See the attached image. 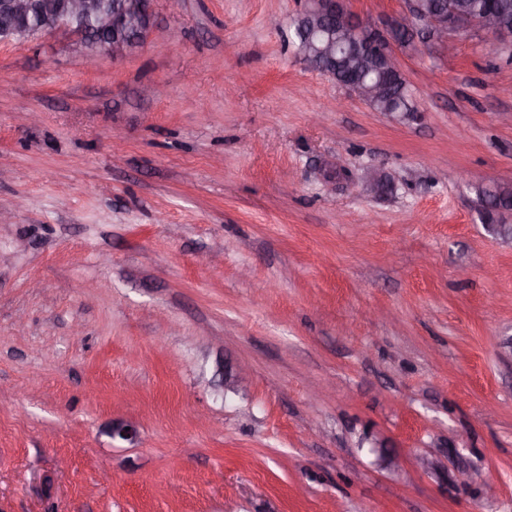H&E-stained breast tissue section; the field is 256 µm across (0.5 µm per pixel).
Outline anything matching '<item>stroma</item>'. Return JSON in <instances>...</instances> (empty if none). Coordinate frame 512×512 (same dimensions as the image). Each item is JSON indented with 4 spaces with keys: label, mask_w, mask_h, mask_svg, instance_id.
Wrapping results in <instances>:
<instances>
[{
    "label": "stroma",
    "mask_w": 512,
    "mask_h": 512,
    "mask_svg": "<svg viewBox=\"0 0 512 512\" xmlns=\"http://www.w3.org/2000/svg\"><path fill=\"white\" fill-rule=\"evenodd\" d=\"M304 8L0 47V512H512V242L479 194L512 185V42L395 47L388 114L300 63Z\"/></svg>",
    "instance_id": "stroma-1"
}]
</instances>
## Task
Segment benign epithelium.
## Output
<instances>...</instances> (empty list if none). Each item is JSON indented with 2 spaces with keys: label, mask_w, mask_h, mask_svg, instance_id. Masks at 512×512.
Returning <instances> with one entry per match:
<instances>
[{
  "label": "benign epithelium",
  "mask_w": 512,
  "mask_h": 512,
  "mask_svg": "<svg viewBox=\"0 0 512 512\" xmlns=\"http://www.w3.org/2000/svg\"><path fill=\"white\" fill-rule=\"evenodd\" d=\"M304 30H328L355 42L361 54L379 58L386 67L399 70L393 44L404 34L421 32L448 42V31L476 28L501 41L512 40V31L499 26L490 15L463 17L448 10L446 0L430 9L416 3L408 12L380 28L365 22L346 7L345 0H308L300 15ZM156 22L155 0H123L112 10L102 0H0V44L28 41L63 32L73 51L90 58L109 55L123 58L142 46ZM309 68L319 59L336 62V39L318 49L308 42L297 52Z\"/></svg>",
  "instance_id": "benign-epithelium-1"
}]
</instances>
